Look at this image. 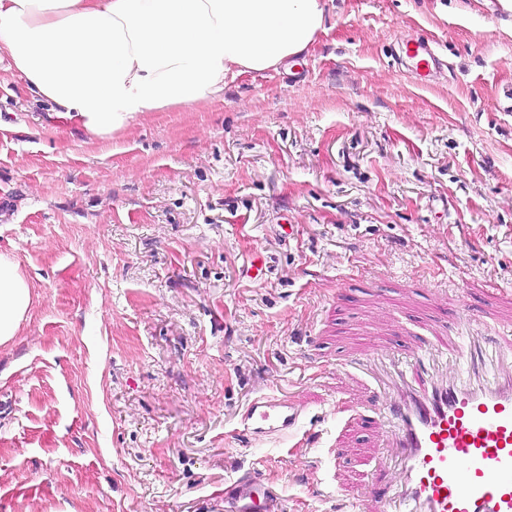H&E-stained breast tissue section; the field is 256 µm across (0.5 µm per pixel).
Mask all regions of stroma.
I'll return each mask as SVG.
<instances>
[{
    "instance_id": "35a3bbf8",
    "label": "stroma",
    "mask_w": 512,
    "mask_h": 512,
    "mask_svg": "<svg viewBox=\"0 0 512 512\" xmlns=\"http://www.w3.org/2000/svg\"><path fill=\"white\" fill-rule=\"evenodd\" d=\"M407 34L449 70L394 65ZM47 112L1 60L0 253L32 302L0 346V512H224L246 468L285 512H358L384 476L381 374L356 363L380 339L357 320L401 355L428 313L512 329L498 0H329L298 66L108 141ZM259 391L306 403L315 443L242 437Z\"/></svg>"
}]
</instances>
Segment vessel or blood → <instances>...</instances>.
<instances>
[{
	"label": "vessel or blood",
	"mask_w": 512,
	"mask_h": 512,
	"mask_svg": "<svg viewBox=\"0 0 512 512\" xmlns=\"http://www.w3.org/2000/svg\"><path fill=\"white\" fill-rule=\"evenodd\" d=\"M393 60L411 62L422 83L441 65L433 45L419 39L400 41ZM445 357L433 342L406 358L382 344L363 356L366 366L382 362L390 371L379 440L397 451L383 465V491L365 497L370 512H512V343L500 347L494 369L424 366ZM306 413L288 394L261 393L241 413L239 430L253 441L272 439L295 430ZM224 500L231 512H283L256 469L225 487Z\"/></svg>",
	"instance_id": "obj_1"
}]
</instances>
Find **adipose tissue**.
Returning a JSON list of instances; mask_svg holds the SVG:
<instances>
[{
    "mask_svg": "<svg viewBox=\"0 0 512 512\" xmlns=\"http://www.w3.org/2000/svg\"><path fill=\"white\" fill-rule=\"evenodd\" d=\"M326 16L325 0H0V55L35 103L94 142L222 97L227 74L288 63ZM30 304L29 282L0 255V345Z\"/></svg>",
    "mask_w": 512,
    "mask_h": 512,
    "instance_id": "1",
    "label": "adipose tissue"
}]
</instances>
